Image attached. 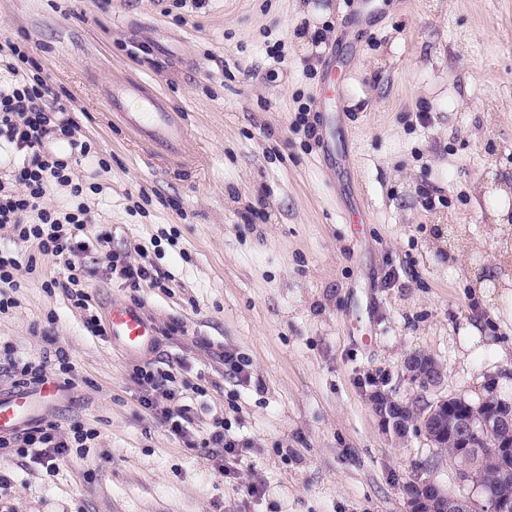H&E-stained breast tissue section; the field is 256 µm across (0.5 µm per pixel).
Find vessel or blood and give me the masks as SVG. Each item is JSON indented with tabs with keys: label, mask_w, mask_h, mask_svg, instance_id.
I'll use <instances>...</instances> for the list:
<instances>
[{
	"label": "vessel or blood",
	"mask_w": 512,
	"mask_h": 512,
	"mask_svg": "<svg viewBox=\"0 0 512 512\" xmlns=\"http://www.w3.org/2000/svg\"><path fill=\"white\" fill-rule=\"evenodd\" d=\"M124 91L116 90L108 98L112 111L123 113L126 125L136 131L161 161L177 157L185 138L183 125L170 112L166 101L158 96L148 98L144 111L124 109ZM104 329L112 345L128 357L150 355L158 344V330L142 309L126 302L109 304L104 315ZM61 385L46 382L0 395V436L9 435L31 425L40 417L45 405L58 399Z\"/></svg>",
	"instance_id": "obj_1"
}]
</instances>
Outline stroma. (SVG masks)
I'll return each instance as SVG.
<instances>
[{"instance_id":"35a3bbf8","label":"stroma","mask_w":512,"mask_h":512,"mask_svg":"<svg viewBox=\"0 0 512 512\" xmlns=\"http://www.w3.org/2000/svg\"><path fill=\"white\" fill-rule=\"evenodd\" d=\"M371 4L348 36L352 0H0V45L34 60L23 77L41 74L77 124L47 148L83 192L56 184L42 205L112 235L75 259L88 293L100 310L141 307L160 333L146 365L180 364L175 403L196 434L220 414L238 444L227 477L158 426L135 359L45 289L57 265L6 224L0 252L21 266L0 312V394L20 386L6 353L57 382L65 353L72 382L43 418L98 436L53 474L5 449L0 512H405L401 486L433 448L386 436L368 392L411 397L401 365L422 351L446 368L439 396L512 397V327L459 275L491 253L448 256L449 232L484 236L476 184L512 186V0ZM330 59L347 65L332 156L308 131ZM130 82L176 112L187 166L158 165L113 121L108 94ZM116 257L153 263L161 287H129Z\"/></svg>"}]
</instances>
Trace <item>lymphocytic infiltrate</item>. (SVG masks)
<instances>
[{
    "label": "lymphocytic infiltrate",
    "instance_id": "obj_1",
    "mask_svg": "<svg viewBox=\"0 0 512 512\" xmlns=\"http://www.w3.org/2000/svg\"><path fill=\"white\" fill-rule=\"evenodd\" d=\"M51 90L41 76L30 81L0 83V138L24 152L23 163L14 170V180L21 185V192L7 190L0 184V224L12 226L17 237L33 242L41 255L62 264L68 275L65 280H50V287L62 288L77 308L84 310L85 323L93 335H104L105 330L99 316L91 308L92 297L85 290L82 271L76 266L75 257L88 249L90 244L109 246L111 235L104 228H96L92 241L79 239L78 234L85 228L79 215L67 213L57 216L43 209L41 202L50 185L71 186L73 192H80V184L74 183L63 160L50 155L46 142L50 137L68 138L72 135L73 123L61 119L63 104L44 108L43 102ZM145 408L154 410L161 425L167 426L173 435L182 438L187 445H198L201 452L211 447L224 450L225 454L236 452V443L224 433V419L213 416L207 438L195 440L192 432L182 423L187 410L158 408L151 398H143ZM94 429L85 428L82 422H74L70 437H63L55 423H40L29 427L22 434V442L30 449L33 457L45 465L47 471H54L55 463L70 454H85L88 441L94 440Z\"/></svg>",
    "mask_w": 512,
    "mask_h": 512
}]
</instances>
